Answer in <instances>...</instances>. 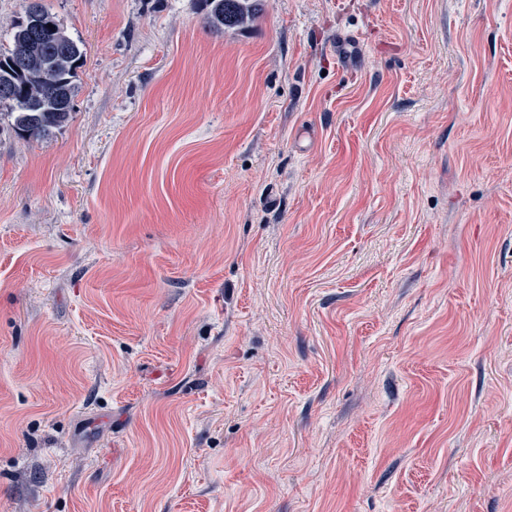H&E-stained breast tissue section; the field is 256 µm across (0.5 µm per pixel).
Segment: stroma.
Here are the masks:
<instances>
[{
    "mask_svg": "<svg viewBox=\"0 0 512 512\" xmlns=\"http://www.w3.org/2000/svg\"><path fill=\"white\" fill-rule=\"evenodd\" d=\"M42 3L0 512H512V0ZM27 11V26L33 34L29 41L21 43L16 49L14 66L17 70L13 67V48L20 40L30 36L21 20L16 24L11 45L0 49V82L8 83L0 85V104L8 103L10 107V112H0V130L7 120L8 127L17 136L40 140L70 119L73 81L83 61V54L56 17L43 7L45 22L53 25V29L45 30L43 49L33 55L28 64L34 47L41 45L37 40L42 24L41 1L30 0ZM61 45L65 47V54L51 56ZM10 85L13 91L8 96L11 93ZM51 90L56 94H49ZM35 102L41 106V112H31ZM263 0H205L207 23L217 29L235 28L256 19L263 11Z\"/></svg>",
    "mask_w": 512,
    "mask_h": 512,
    "instance_id": "stroma-1",
    "label": "stroma"
}]
</instances>
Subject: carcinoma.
Segmentation results:
<instances>
[{"mask_svg":"<svg viewBox=\"0 0 512 512\" xmlns=\"http://www.w3.org/2000/svg\"><path fill=\"white\" fill-rule=\"evenodd\" d=\"M207 23L217 29L235 28L256 19L263 11L262 0H205ZM45 22L53 25L44 33L43 49L33 55L29 64L13 67V45L30 36L17 22L12 45L0 49V82L12 87L8 97L0 96V104L10 111L0 112L3 123L22 138L40 140L62 127L72 112L73 81L83 61L79 46L66 34L56 17L44 11ZM41 111L33 112L34 103Z\"/></svg>","mask_w":512,"mask_h":512,"instance_id":"1","label":"carcinoma"}]
</instances>
